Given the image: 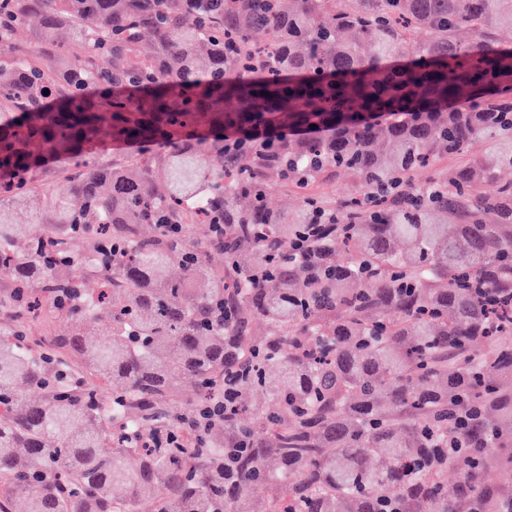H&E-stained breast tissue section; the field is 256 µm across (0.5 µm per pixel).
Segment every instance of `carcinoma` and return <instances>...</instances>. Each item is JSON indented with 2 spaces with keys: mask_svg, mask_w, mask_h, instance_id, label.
<instances>
[{
  "mask_svg": "<svg viewBox=\"0 0 512 512\" xmlns=\"http://www.w3.org/2000/svg\"><path fill=\"white\" fill-rule=\"evenodd\" d=\"M1 2L0 512H504L471 442L512 439V181L483 190L512 169V0ZM107 143L134 150L98 166ZM335 170L351 196L306 192ZM306 224L333 228L318 268ZM39 307L69 334L35 336Z\"/></svg>",
  "mask_w": 512,
  "mask_h": 512,
  "instance_id": "obj_1",
  "label": "carcinoma"
}]
</instances>
